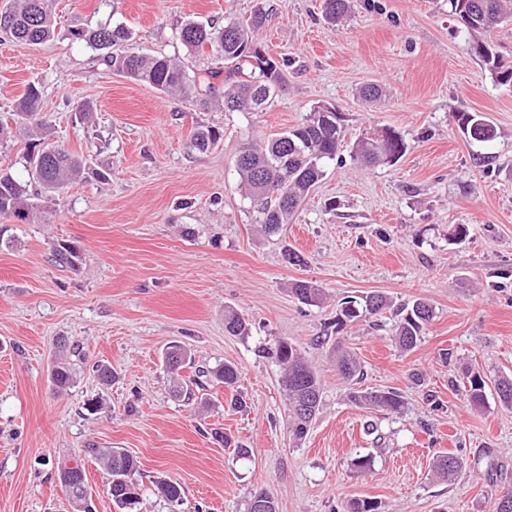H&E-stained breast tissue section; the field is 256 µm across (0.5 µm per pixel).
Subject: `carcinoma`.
I'll return each mask as SVG.
<instances>
[{"label":"carcinoma","instance_id":"obj_1","mask_svg":"<svg viewBox=\"0 0 512 512\" xmlns=\"http://www.w3.org/2000/svg\"><path fill=\"white\" fill-rule=\"evenodd\" d=\"M351 10V0H323V15L331 23L341 21ZM274 6L261 0L250 18L241 22L229 20L217 27L209 22L190 21L180 30L178 38L190 52L198 53L206 47H217L230 67L224 71V111L261 112L277 95L282 85V64L269 56L252 53L255 33L272 16ZM448 15L469 32L490 31L512 18V0H448ZM54 18L48 0H8L0 9V33L9 38L38 45L54 35ZM86 44L101 52L107 67L123 73L135 81L147 84L163 93L178 92L185 98L205 106L212 86L210 79L216 71L206 72V79H196L187 74L175 59L159 54L148 56L139 53L132 42V33L121 24L98 25L79 33ZM476 54L489 70L492 78L501 85L512 84V66L505 65L484 43L475 46ZM255 62H250V59ZM43 88L40 84H27L17 99L11 113L13 125L0 122V142L16 136L25 139L24 168L27 178L14 176L0 169V216L29 219L34 213L33 199L38 193L30 187L36 183L41 192L54 202L60 201L61 193L71 184L89 176L106 179L108 173L87 167L83 160L66 148L56 145L41 135L48 128V119L41 112ZM458 126L468 138L486 143L496 136L495 128L477 112L455 114ZM344 116L332 104H319L295 127L263 145L248 143L242 147L236 162L240 178L239 186L251 201L256 213V223L267 234L279 232L300 206L310 189L324 176V164L340 152L343 142ZM222 134L213 127L198 128L190 139L192 149L205 152L221 140ZM407 150L403 136L391 129L385 138L374 135L359 140L352 148L353 161L368 166L376 163L389 164L400 159ZM56 263L75 268L80 255L78 249L60 242L52 248ZM290 293L301 303L318 305L324 300L323 289L311 282L298 279L291 283ZM390 307L387 298L379 292H370L341 303L336 326L343 328L349 322L381 313ZM400 316L394 340L403 351L414 349L423 333L434 319L432 305L415 299L397 309ZM224 329L232 336L248 335L246 322L236 313L224 315ZM180 356L177 365L170 368L175 377V392L185 401L193 400L194 390L189 383H181L180 371L192 363L191 351L178 342L170 343L163 362L171 355ZM275 355L283 369V384L288 400L289 433L294 443H300L307 435L312 420L322 404V384L311 362L293 343H278ZM336 371L350 385L349 401L370 413L385 411L402 413L406 402L396 390L358 388L363 378L357 358L336 345ZM213 378L233 390L238 384V372L234 365L224 363L210 371ZM466 397L475 407L485 405L484 378L471 371ZM50 382L56 393L66 392L73 383L69 365L56 362L50 371ZM84 454L103 461L111 477L109 494L121 509H132L140 500V485L135 479L137 461L123 448H87ZM463 468L460 458L448 453L436 456L433 464L435 475L453 483ZM77 472V481L67 492L69 503L76 512H93L91 500L86 498L87 488L82 463L63 467ZM155 493L178 503L181 500L180 485L166 479L155 481ZM248 512H278L275 500L264 491H256L250 499ZM344 512H379L378 502L371 499H351Z\"/></svg>","mask_w":512,"mask_h":512}]
</instances>
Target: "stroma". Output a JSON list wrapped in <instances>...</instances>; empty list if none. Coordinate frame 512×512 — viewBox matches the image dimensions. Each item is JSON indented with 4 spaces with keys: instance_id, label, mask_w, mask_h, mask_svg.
<instances>
[{
    "instance_id": "obj_1",
    "label": "stroma",
    "mask_w": 512,
    "mask_h": 512,
    "mask_svg": "<svg viewBox=\"0 0 512 512\" xmlns=\"http://www.w3.org/2000/svg\"><path fill=\"white\" fill-rule=\"evenodd\" d=\"M257 2L53 0V38L0 44V116L27 83L41 84L55 140L111 172L69 186L60 203L40 200L29 220L0 216V512H72L59 466L90 442L137 459L136 512H247L257 490L278 512H342L352 498L378 501L380 512H490L495 490L512 485V409L493 384L512 377V85L495 83L472 48L487 43L512 64V25L468 35L445 0H353L332 25L322 0H280L255 42L285 61V81L264 111L250 113L161 94L113 72L75 37L120 23L136 48L175 58L194 76L224 61L211 49L187 51L180 28L191 19L247 21ZM368 83L382 87L380 99L360 96ZM84 103L87 123L75 117ZM321 103L343 113L345 147L291 223L266 234L238 187L237 151ZM458 112L483 113L496 139L464 138ZM201 126L223 133L204 153L189 147ZM385 127L403 134L405 155L354 165L349 146ZM459 224L466 240L450 241ZM62 240L77 246V268L52 261ZM287 248L305 265L285 263ZM298 279L323 288L324 303L291 295ZM373 291L396 305L434 306L413 350L396 345L388 312L336 331L342 298ZM228 310L250 335L225 332ZM61 336L69 347H55ZM282 339L301 349L323 387L297 446L270 355ZM173 340L205 372L201 401L171 392L162 350ZM339 341L362 364V387L399 391L404 413L349 402L333 362ZM59 357L74 378L61 395L48 379ZM98 363L115 371L112 384L97 379ZM224 363L238 369L244 409H231L206 375ZM468 369L487 382L484 407L465 399ZM415 371L423 384H413ZM91 399L99 410H86ZM368 419L375 434L363 431ZM216 431L228 443L213 439ZM237 441L253 448L251 458L235 456ZM442 452L463 462L450 485L429 474ZM359 454L373 457L371 471L352 467ZM161 477L180 485V502L155 494Z\"/></svg>"
}]
</instances>
